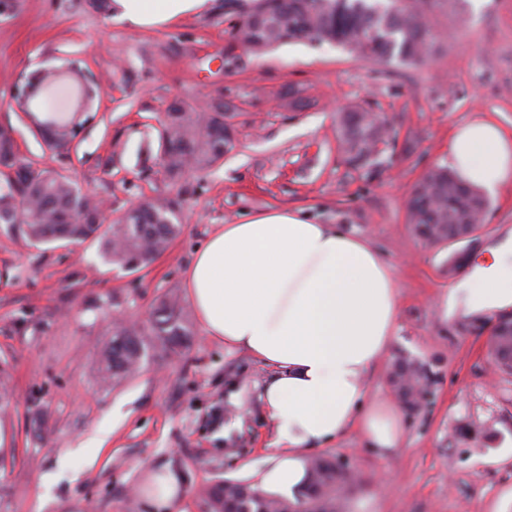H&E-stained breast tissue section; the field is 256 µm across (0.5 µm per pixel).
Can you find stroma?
Here are the masks:
<instances>
[{
    "label": "stroma",
    "instance_id": "obj_1",
    "mask_svg": "<svg viewBox=\"0 0 512 512\" xmlns=\"http://www.w3.org/2000/svg\"><path fill=\"white\" fill-rule=\"evenodd\" d=\"M224 2L148 30L86 0H13L0 14V127L14 128L22 156L99 194L113 214L168 192L159 132L170 102L220 96L237 114L235 150L186 175L182 230L146 268L106 265L88 243L36 248L0 224V512H161L135 494L155 466L180 475L185 512H205L207 485L258 483L276 439L260 361L196 320L180 354L149 352L120 384H100L99 354L114 316L144 325L165 293L187 297V270L212 233L272 209L344 229L393 269L396 333L366 376L367 397L395 401L388 374L398 356L433 374L429 404L403 415L400 448L379 452L354 428L324 445L359 477L343 512H491L512 490V374L491 372L488 316L449 315L456 247L416 236L406 201L441 165L454 126L487 115L512 130V0H434L446 48L419 66L379 65L328 43L231 52L230 26L253 0ZM71 59L101 95L77 116V150L53 152L13 85ZM291 97L299 106L282 107ZM353 108L393 125L366 165L339 148L338 115ZM509 228L511 186L490 197L471 262Z\"/></svg>",
    "mask_w": 512,
    "mask_h": 512
}]
</instances>
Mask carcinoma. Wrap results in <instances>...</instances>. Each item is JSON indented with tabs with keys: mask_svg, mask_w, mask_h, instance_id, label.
I'll use <instances>...</instances> for the list:
<instances>
[{
	"mask_svg": "<svg viewBox=\"0 0 512 512\" xmlns=\"http://www.w3.org/2000/svg\"><path fill=\"white\" fill-rule=\"evenodd\" d=\"M430 0H257L242 14L240 45L259 55L299 41L336 44L360 59L385 65L422 64L440 49L430 13ZM65 93L69 102L80 86L43 77L32 100L43 105ZM206 114L175 101L161 122L162 166L175 194L145 200L116 218L106 216L102 201L84 193L69 177L39 168L14 147L12 129L0 127V224H8L31 245H98L103 260L128 270L149 266L179 234L184 190L183 174L205 171L224 159V101L213 99ZM50 134V149H64L73 132L72 106L49 109L39 120ZM350 161L366 163L379 131L353 109L339 117ZM488 201L462 186L445 166L431 170L427 180L413 185L407 221L429 237L432 225L451 224L465 216L476 218ZM191 335L180 299L161 297L150 325L115 326L112 341L100 354V379L118 383L141 367L149 349L176 355ZM415 360L399 356L393 375L397 392L412 396L418 383ZM309 483L293 495H272L251 483L226 479L204 487L206 512H337L340 491L355 484L352 472L336 457L321 454L309 462Z\"/></svg>",
	"mask_w": 512,
	"mask_h": 512,
	"instance_id": "carcinoma-1",
	"label": "carcinoma"
}]
</instances>
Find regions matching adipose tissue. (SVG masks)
<instances>
[{"mask_svg": "<svg viewBox=\"0 0 512 512\" xmlns=\"http://www.w3.org/2000/svg\"><path fill=\"white\" fill-rule=\"evenodd\" d=\"M129 27H168L208 0H110ZM447 164L489 195L512 185V131L480 119L455 126ZM448 291L449 313L512 307V233ZM194 313L208 336L242 349L270 371L262 389L275 425V461L261 475L267 492L291 494L309 478L314 446L358 428L372 447H400L403 419L366 398L363 380L388 349L399 289L390 267L360 237L296 212L273 210L209 237L187 273ZM140 496L181 512L172 471L153 468Z\"/></svg>", "mask_w": 512, "mask_h": 512, "instance_id": "ef3b65f1", "label": "adipose tissue"}]
</instances>
